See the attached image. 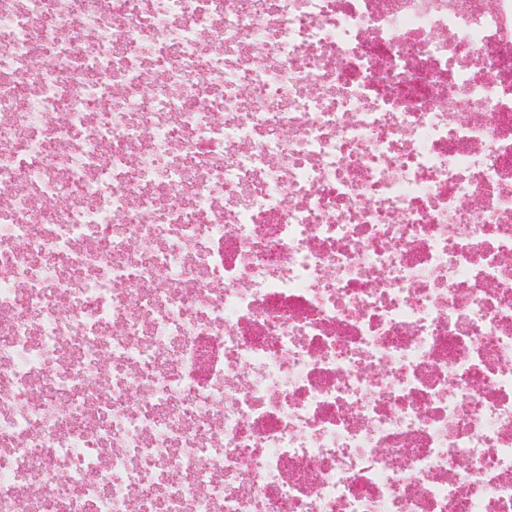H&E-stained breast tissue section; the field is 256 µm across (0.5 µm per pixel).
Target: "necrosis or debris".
Returning a JSON list of instances; mask_svg holds the SVG:
<instances>
[{
	"mask_svg": "<svg viewBox=\"0 0 512 512\" xmlns=\"http://www.w3.org/2000/svg\"><path fill=\"white\" fill-rule=\"evenodd\" d=\"M0 187V512H512V0H0Z\"/></svg>",
	"mask_w": 512,
	"mask_h": 512,
	"instance_id": "necrosis-or-debris-1",
	"label": "necrosis or debris"
}]
</instances>
